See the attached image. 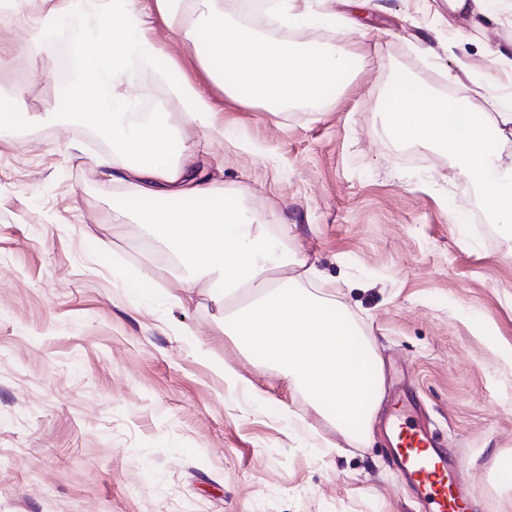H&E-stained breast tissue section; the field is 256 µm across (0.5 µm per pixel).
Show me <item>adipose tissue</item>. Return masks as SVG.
<instances>
[{
	"label": "adipose tissue",
	"instance_id": "1",
	"mask_svg": "<svg viewBox=\"0 0 512 512\" xmlns=\"http://www.w3.org/2000/svg\"><path fill=\"white\" fill-rule=\"evenodd\" d=\"M31 27L32 40L50 38L70 20L86 25L70 54L75 80L63 90L69 111L95 119L112 146L130 165L117 176L133 200L170 196L188 200L214 195L182 162L180 135L164 119L128 120L142 62L158 50L145 36L141 0H64ZM168 25L179 27L202 67L234 101L278 112L293 103L324 104L349 71L351 60L333 44L275 40L247 18L226 14L218 0H194L193 18L181 23L185 0H156ZM273 22L299 28L328 20L310 0H259ZM418 86L393 100L398 135L437 144L452 164L481 190L500 223L512 224V168H502L485 140L495 128L512 141V99L488 112L476 97L466 99L473 120L462 134L448 129L447 109L428 103ZM150 223L183 270L180 282L192 288L208 281L212 297L224 303V324L318 404L326 421L350 441L370 435L380 408L382 363L363 333L342 314L334 299L309 285L316 269L277 243L271 225L245 221L234 206L218 209H158Z\"/></svg>",
	"mask_w": 512,
	"mask_h": 512
}]
</instances>
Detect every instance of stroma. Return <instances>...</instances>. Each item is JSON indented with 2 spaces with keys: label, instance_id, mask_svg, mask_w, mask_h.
<instances>
[{
  "label": "stroma",
  "instance_id": "obj_1",
  "mask_svg": "<svg viewBox=\"0 0 512 512\" xmlns=\"http://www.w3.org/2000/svg\"><path fill=\"white\" fill-rule=\"evenodd\" d=\"M160 49L135 95L181 131L223 202L282 226L383 365L370 439L352 443L239 339L224 307L187 294L99 161L98 127L44 114L66 84L59 48L0 69V512H420L384 429L410 399L471 487L469 512H512V229L431 144L399 139L390 97L512 93V0L491 17L446 0H370L357 28L277 37L333 43L356 66L326 105L270 113L227 98L193 47L142 0ZM193 88L224 128L193 122ZM142 282L141 292L127 289ZM232 368L237 384L224 379Z\"/></svg>",
  "mask_w": 512,
  "mask_h": 512
}]
</instances>
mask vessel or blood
Returning <instances> with one entry per match:
<instances>
[{
	"mask_svg": "<svg viewBox=\"0 0 512 512\" xmlns=\"http://www.w3.org/2000/svg\"><path fill=\"white\" fill-rule=\"evenodd\" d=\"M397 430L395 464L426 505V512H466L469 495L448 468V454L436 447L423 428L412 424L406 410L393 420Z\"/></svg>",
	"mask_w": 512,
	"mask_h": 512,
	"instance_id": "1",
	"label": "vessel or blood"
}]
</instances>
